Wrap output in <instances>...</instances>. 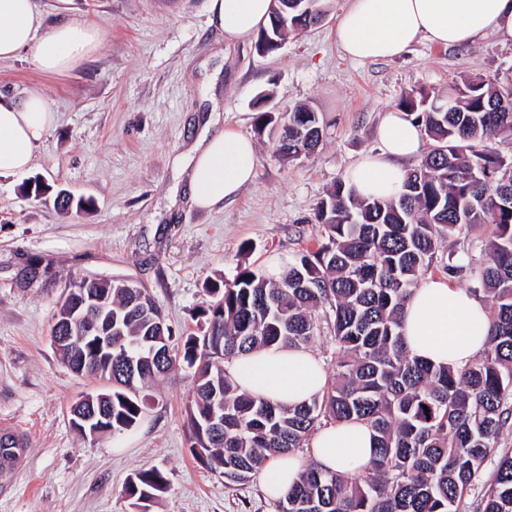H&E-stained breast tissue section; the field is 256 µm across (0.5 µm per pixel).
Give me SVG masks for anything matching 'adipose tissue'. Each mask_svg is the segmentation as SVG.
Returning <instances> with one entry per match:
<instances>
[{
    "label": "adipose tissue",
    "mask_w": 512,
    "mask_h": 512,
    "mask_svg": "<svg viewBox=\"0 0 512 512\" xmlns=\"http://www.w3.org/2000/svg\"><path fill=\"white\" fill-rule=\"evenodd\" d=\"M211 24L229 43L246 42L269 20L271 0H209ZM493 35L512 42V0H348L336 30L350 59H391L426 41L443 47L470 44ZM98 27L66 20L45 26L39 0H0V61L32 51L40 71L59 74L97 53ZM57 119L39 90L0 96V175L32 165L35 153ZM379 148L349 170L347 182L361 197L392 199L407 174L403 159L420 154L422 133L404 112L387 114L377 130ZM255 145L232 131L202 134L185 163L193 206L223 205L250 184ZM401 332L410 353L435 365L462 366L486 345L490 318L485 304L444 277L419 281L401 315ZM239 391L283 406L310 402L322 393L326 372L308 350L272 346L235 359L228 369ZM311 457L324 470L363 471L376 448L374 431L363 422L328 425L312 437ZM306 459L278 455L262 469L263 489L281 498L298 481Z\"/></svg>",
    "instance_id": "1"
}]
</instances>
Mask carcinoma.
I'll return each instance as SVG.
<instances>
[{"label": "carcinoma", "mask_w": 512, "mask_h": 512, "mask_svg": "<svg viewBox=\"0 0 512 512\" xmlns=\"http://www.w3.org/2000/svg\"><path fill=\"white\" fill-rule=\"evenodd\" d=\"M307 27L292 13L271 18L256 49L270 54ZM398 108L432 141L399 197L360 198L339 181L315 208L323 242L281 280L244 267L224 288L210 289L216 301L199 314L210 334L178 338L144 289L100 279L112 311V352L89 342L59 355L111 384L105 395L114 433L134 428L153 381L184 364L194 370L191 452L227 481H250L271 457L294 452L328 424L361 421L376 432L377 452L364 472H327L311 462L277 512H465L463 497L476 485L474 512H512V449L500 447L512 427V156L494 147L512 136V84L468 78L445 98L407 92ZM303 113L311 110L259 112V130H280L276 156L294 159L319 146L322 136L311 128L320 119L307 125ZM478 224L492 228L480 246L484 262L477 266L470 255L443 261V241ZM436 263L450 278L474 275L490 300L487 346L464 366L436 368L403 347L401 312ZM161 329L170 355L127 377L126 355L149 351ZM325 335L336 343V371L307 404L284 407L242 393L225 368L245 352L275 344L306 349ZM212 393L224 402L218 432L205 425ZM168 487L166 472L153 466L131 475L123 493L147 508Z\"/></svg>", "instance_id": "1"}]
</instances>
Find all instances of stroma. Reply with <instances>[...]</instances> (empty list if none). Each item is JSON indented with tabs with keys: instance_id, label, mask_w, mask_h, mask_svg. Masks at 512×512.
<instances>
[{
	"instance_id": "1",
	"label": "stroma",
	"mask_w": 512,
	"mask_h": 512,
	"mask_svg": "<svg viewBox=\"0 0 512 512\" xmlns=\"http://www.w3.org/2000/svg\"><path fill=\"white\" fill-rule=\"evenodd\" d=\"M345 7L330 0L322 23L261 56L254 41L225 44L208 0H71L69 18L97 25L99 53L63 75L42 73L30 52L0 63L1 95L40 90L59 116L32 167L0 176V425L28 440L25 467L0 488V512H137L122 487L150 466L169 480L150 512H276L259 480L225 481L192 455L187 367L158 382L132 430L84 438L70 407L105 384L71 372L51 332L69 279L107 277L146 290L177 335H201L207 284L272 254L317 249V202L376 150L375 130L404 92L444 96L465 78L512 79V43L494 37L347 60L336 42ZM262 93L276 110L318 113L324 137L314 152L274 156L273 135L255 131ZM206 121L256 148L254 182L212 210L189 203L176 164ZM36 177L48 187L38 198L24 190ZM60 192L84 209H59Z\"/></svg>"
}]
</instances>
